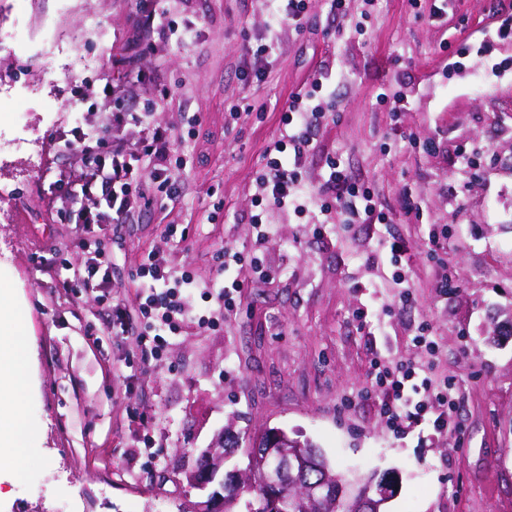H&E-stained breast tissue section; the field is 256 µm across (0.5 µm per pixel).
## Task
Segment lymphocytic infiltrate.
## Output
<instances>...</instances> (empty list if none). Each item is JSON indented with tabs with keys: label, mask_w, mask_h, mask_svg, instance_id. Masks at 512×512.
<instances>
[{
	"label": "lymphocytic infiltrate",
	"mask_w": 512,
	"mask_h": 512,
	"mask_svg": "<svg viewBox=\"0 0 512 512\" xmlns=\"http://www.w3.org/2000/svg\"><path fill=\"white\" fill-rule=\"evenodd\" d=\"M308 7L307 0H269L268 41L253 53L254 75L263 77L273 66L277 34L283 27H300ZM331 71H319L310 88L293 93L280 118L279 136L266 149V164L255 179L256 201L260 213L250 215L257 240H266L271 226L265 220L264 208L303 212L309 206L325 208L334 203L345 223L365 217L371 223H384L370 190L352 181L339 163L329 165L326 179L315 191L304 189L299 177L315 150L309 134L312 125L327 118L320 105L314 104L316 91L330 84ZM144 75L129 71L122 80L106 81L99 92L101 111L107 112V137H95L93 132L76 127L66 139V147L80 164L79 181L59 176L58 188L62 199L75 203V223L85 233L94 232L105 224H124L147 204L142 184V160H149L151 178L159 191L175 197L174 177L170 167L171 140L166 129L156 126L150 113L118 112L114 106L129 97L135 85L143 83ZM259 256H244L239 252H224L217 277L211 285L212 297L224 309L234 307L245 288L255 277L265 275ZM137 275L142 284V297L137 309L131 310L122 301L112 305V331L122 336L137 330L139 336L151 337L155 348H162L167 337L177 335L182 325L194 323L205 327L210 317L194 313L185 303V295L198 283L189 272H174L156 257L140 264ZM414 365L403 364L379 371L376 382L384 391L380 413L394 432H401L422 422H430L438 432L448 428V402L453 386L444 383L434 397L408 394L409 383L415 379Z\"/></svg>",
	"instance_id": "f902f5d3"
}]
</instances>
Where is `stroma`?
<instances>
[{"label":"stroma","mask_w":512,"mask_h":512,"mask_svg":"<svg viewBox=\"0 0 512 512\" xmlns=\"http://www.w3.org/2000/svg\"><path fill=\"white\" fill-rule=\"evenodd\" d=\"M431 4L346 0L340 18L311 0L259 80L250 66L267 38L264 0H0V27L22 33L20 49H0V275L26 306L35 431L10 455L0 512H177L199 500L185 472L220 433L273 428L346 476L394 474L385 512H512V337L499 335L512 321V68L493 69L512 61V42L477 53L512 0H452L439 21ZM161 14L185 42L159 23L151 48L133 47L139 19ZM129 57L148 79L118 109L171 132L180 196L144 181L150 205L106 227L112 293L102 297L61 286L94 239L51 184L57 171L80 174L59 132L104 121L86 87L124 78ZM325 67L335 79L317 100L330 115L304 182L317 187L327 159H340L388 221L346 224L333 210L318 224L273 209L256 244L248 217L265 150L291 94ZM382 90L403 95L399 113L378 101ZM176 225L188 238L171 235ZM441 229L448 240L430 252ZM382 236L409 243L410 302L391 287ZM227 249L259 252L269 272L233 311L193 291L186 302L210 312V327L184 328L156 358L113 335V299L140 302L143 257L207 282ZM424 326L429 348L416 342ZM408 362L432 387L453 381L450 432L396 433L381 417L375 368Z\"/></svg>","instance_id":"1"}]
</instances>
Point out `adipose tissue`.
I'll list each match as a JSON object with an SVG mask.
<instances>
[{
	"label": "adipose tissue",
	"mask_w": 512,
	"mask_h": 512,
	"mask_svg": "<svg viewBox=\"0 0 512 512\" xmlns=\"http://www.w3.org/2000/svg\"><path fill=\"white\" fill-rule=\"evenodd\" d=\"M24 319L10 281L0 277V453L22 447L32 435L24 419L28 370Z\"/></svg>",
	"instance_id": "obj_1"
}]
</instances>
